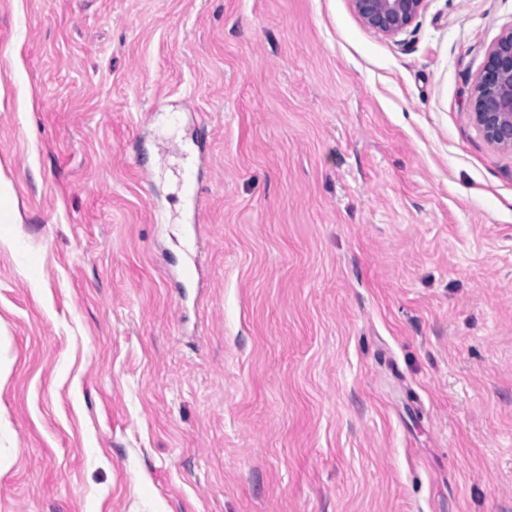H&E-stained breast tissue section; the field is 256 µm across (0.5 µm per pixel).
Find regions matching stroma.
<instances>
[{"label": "stroma", "instance_id": "obj_1", "mask_svg": "<svg viewBox=\"0 0 512 512\" xmlns=\"http://www.w3.org/2000/svg\"><path fill=\"white\" fill-rule=\"evenodd\" d=\"M511 30L0 0V512H512ZM470 115L488 142L512 152V30L489 51Z\"/></svg>", "mask_w": 512, "mask_h": 512}]
</instances>
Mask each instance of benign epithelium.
<instances>
[{
	"label": "benign epithelium",
	"instance_id": "1",
	"mask_svg": "<svg viewBox=\"0 0 512 512\" xmlns=\"http://www.w3.org/2000/svg\"><path fill=\"white\" fill-rule=\"evenodd\" d=\"M427 0H352L369 29L395 37L423 12ZM471 118L491 144L512 152V30L489 51L472 95Z\"/></svg>",
	"mask_w": 512,
	"mask_h": 512
}]
</instances>
